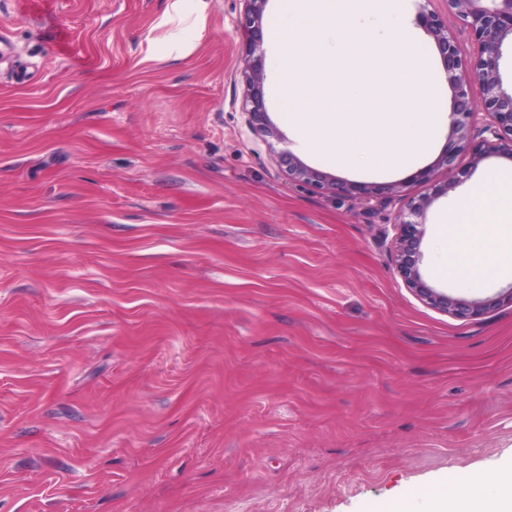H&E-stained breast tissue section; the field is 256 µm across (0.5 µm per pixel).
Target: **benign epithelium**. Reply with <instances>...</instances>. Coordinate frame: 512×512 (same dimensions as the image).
<instances>
[{
	"mask_svg": "<svg viewBox=\"0 0 512 512\" xmlns=\"http://www.w3.org/2000/svg\"><path fill=\"white\" fill-rule=\"evenodd\" d=\"M244 26L252 34L251 52L260 42L262 21L268 0H244ZM449 8L460 18L468 30L473 52L464 60L455 41L448 34V25L440 19L431 22L429 33L436 40L449 71H460L453 86L454 106L450 113L456 151L445 154L439 166L453 168L456 154L469 148L468 130L476 110L483 111L485 120L477 130L483 147L493 150L508 147L512 153V92L503 88L500 73L502 46L507 35H512V0H448ZM246 93L242 109L249 128L264 142L279 139L278 131L267 120L264 99V68L262 60L254 59L245 68ZM273 159L288 180L298 182L335 195L350 192L346 184L330 181L301 163L287 150L273 154ZM431 194L420 198H406L405 206L393 220L396 230L397 271L410 291L425 304L456 317L465 318L489 311L501 300L512 302V289L492 299L455 298L431 287L420 272L423 237L421 224L416 218L424 216L432 204Z\"/></svg>",
	"mask_w": 512,
	"mask_h": 512,
	"instance_id": "obj_1",
	"label": "benign epithelium"
}]
</instances>
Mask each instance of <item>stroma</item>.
Listing matches in <instances>:
<instances>
[{"mask_svg":"<svg viewBox=\"0 0 512 512\" xmlns=\"http://www.w3.org/2000/svg\"><path fill=\"white\" fill-rule=\"evenodd\" d=\"M56 0L39 18L0 0V512H391L407 490L512 470V303L468 318L419 300L396 271L401 187L435 189L420 272L444 221L512 152L339 170L278 112L268 0L258 53L281 139L246 125L244 0ZM461 55L445 0L408 24L438 72L429 14ZM180 32L193 49L173 52ZM289 150L331 196L289 181ZM433 184H426L425 172ZM273 152L274 161L287 176L289 181L325 190L335 195H343L350 192V188L347 184L327 180L318 172L301 163L297 157L288 150Z\"/></svg>","mask_w":512,"mask_h":512,"instance_id":"obj_1","label":"stroma"}]
</instances>
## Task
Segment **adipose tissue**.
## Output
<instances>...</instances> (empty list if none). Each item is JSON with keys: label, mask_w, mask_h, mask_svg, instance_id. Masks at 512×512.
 I'll list each match as a JSON object with an SVG mask.
<instances>
[{"label": "adipose tissue", "mask_w": 512, "mask_h": 512, "mask_svg": "<svg viewBox=\"0 0 512 512\" xmlns=\"http://www.w3.org/2000/svg\"><path fill=\"white\" fill-rule=\"evenodd\" d=\"M447 233L453 246L444 262L448 271L466 268L478 282L493 272L511 274L512 177H494L476 187ZM434 501L428 512H512V476L492 490L482 480L468 479Z\"/></svg>", "instance_id": "1"}]
</instances>
